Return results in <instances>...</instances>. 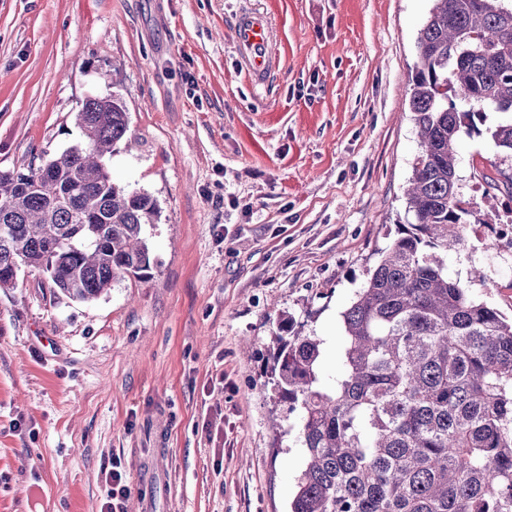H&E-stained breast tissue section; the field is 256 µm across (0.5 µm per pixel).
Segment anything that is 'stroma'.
<instances>
[{"instance_id": "obj_1", "label": "stroma", "mask_w": 512, "mask_h": 512, "mask_svg": "<svg viewBox=\"0 0 512 512\" xmlns=\"http://www.w3.org/2000/svg\"><path fill=\"white\" fill-rule=\"evenodd\" d=\"M271 20L277 67L252 85L242 9ZM431 0H0V169L82 138L92 94L121 98L132 148L113 179L151 194V278L89 302L42 270L0 289V512H100L119 462L125 512H288L304 452L268 381L280 313L340 368L341 313L406 223L418 142L408 110ZM512 169L489 134L458 146ZM471 224L445 258L512 317V281ZM480 267L484 281L471 280Z\"/></svg>"}]
</instances>
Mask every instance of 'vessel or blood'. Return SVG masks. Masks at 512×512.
Segmentation results:
<instances>
[{
  "instance_id": "1",
  "label": "vessel or blood",
  "mask_w": 512,
  "mask_h": 512,
  "mask_svg": "<svg viewBox=\"0 0 512 512\" xmlns=\"http://www.w3.org/2000/svg\"><path fill=\"white\" fill-rule=\"evenodd\" d=\"M235 44L253 83L267 81L273 69L275 33L269 19L259 11L242 12L236 21Z\"/></svg>"
}]
</instances>
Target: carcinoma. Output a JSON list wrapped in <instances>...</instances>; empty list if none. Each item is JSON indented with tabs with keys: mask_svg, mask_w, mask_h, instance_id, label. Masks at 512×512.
<instances>
[{
	"mask_svg": "<svg viewBox=\"0 0 512 512\" xmlns=\"http://www.w3.org/2000/svg\"><path fill=\"white\" fill-rule=\"evenodd\" d=\"M416 38L408 108L419 143L406 224L342 312V370L319 373L322 340L273 337L271 383L300 419L306 459L291 512H512V320L471 297L444 255L476 216L459 187L457 143L487 113L512 114V5L432 0ZM82 140L25 171L0 170V288L42 270L60 298L92 301L118 277L151 275L150 194L114 182L129 131L116 96L90 95ZM512 155V118L486 128Z\"/></svg>",
	"mask_w": 512,
	"mask_h": 512,
	"instance_id": "cac0c4a2",
	"label": "carcinoma"
}]
</instances>
